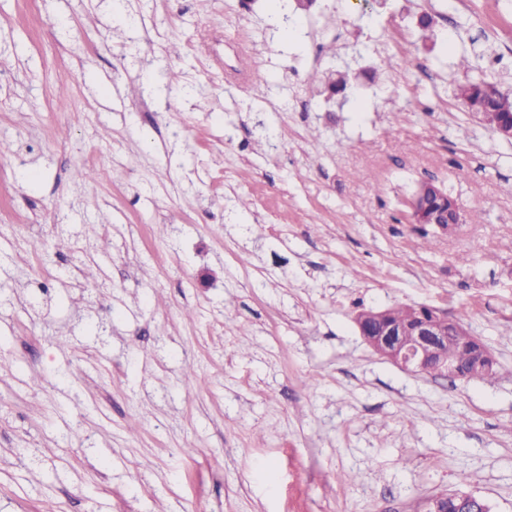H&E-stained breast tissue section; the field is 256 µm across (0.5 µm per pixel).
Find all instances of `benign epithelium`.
Instances as JSON below:
<instances>
[{"instance_id":"1","label":"benign epithelium","mask_w":512,"mask_h":512,"mask_svg":"<svg viewBox=\"0 0 512 512\" xmlns=\"http://www.w3.org/2000/svg\"><path fill=\"white\" fill-rule=\"evenodd\" d=\"M447 191L443 183L436 180H424L417 186L412 197L407 201L409 219L418 224L423 221L426 200L432 197H445ZM461 211L457 203H452L449 210L437 212L429 223L442 230L450 224L461 223ZM384 311L364 310L357 314L356 325L364 341L382 358L402 369L415 373L429 371L434 376L457 378L460 376L457 362L448 356V335L466 336L468 332L456 321L437 308L417 306V316L409 326L382 324L377 331L370 330L364 322L369 317L382 319ZM458 502L457 512H487L486 505L473 508L479 497L470 492L459 490L451 496L440 495L426 501V512H440V507L448 498Z\"/></svg>"}]
</instances>
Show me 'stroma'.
<instances>
[{"mask_svg": "<svg viewBox=\"0 0 512 512\" xmlns=\"http://www.w3.org/2000/svg\"><path fill=\"white\" fill-rule=\"evenodd\" d=\"M463 53L512 88V0H0V512H512V143ZM397 305L497 378L379 357ZM488 84L482 79L470 78L459 83L456 96L468 112L479 118L481 112H498L504 117L512 116V91L492 85V93H487ZM443 183L436 180H424L421 181L412 197L407 201V207L409 209V219L413 224H419L423 221V214L426 209V200L432 197H446L447 195L454 199L445 190ZM455 200V199H454ZM456 201V200H455ZM452 203L449 210L443 212H436L432 218H430L428 224H436L441 230H450L453 224L461 223V211L456 202ZM445 224H448L446 226ZM417 316L412 325L398 326L375 322H364L375 316L382 320L386 311L364 310L357 314L356 325L364 341L382 358L402 369L415 373L430 371L434 376L450 378L460 377L455 356L462 367L473 372V379L490 381L495 378V370L484 372L477 365L476 350L480 359L486 362V368L494 363L490 351L474 336L440 309L427 307L423 313L422 305L412 306ZM378 330V331H377ZM455 333L457 336H449ZM455 500L448 497V495H440L434 498H431L426 501L425 507L426 512H440V507L444 501L448 499V510L447 512H486L488 511L486 505L482 504L481 508H476L475 510L472 508L473 504L478 502V500L483 501L479 497L473 495L470 492L459 490L450 495ZM458 502V510L455 511Z\"/></svg>", "mask_w": 512, "mask_h": 512, "instance_id": "35a3bbf8", "label": "stroma"}]
</instances>
